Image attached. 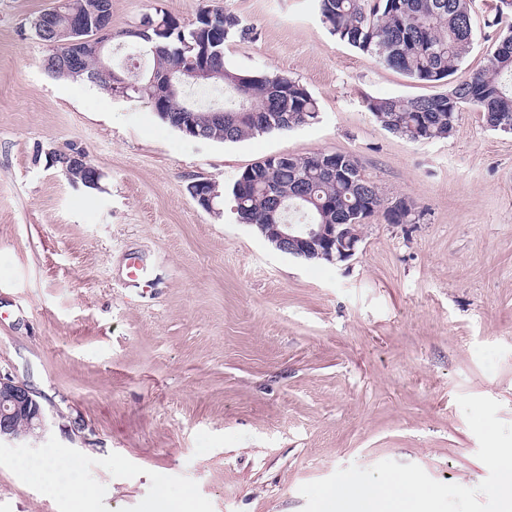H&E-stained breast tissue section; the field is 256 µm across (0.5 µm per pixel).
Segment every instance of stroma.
Masks as SVG:
<instances>
[{
    "instance_id": "35a3bbf8",
    "label": "stroma",
    "mask_w": 512,
    "mask_h": 512,
    "mask_svg": "<svg viewBox=\"0 0 512 512\" xmlns=\"http://www.w3.org/2000/svg\"><path fill=\"white\" fill-rule=\"evenodd\" d=\"M473 0L480 68L501 27ZM57 0H0V372L55 415L33 444L0 443V512H71L25 462L79 461L90 512H145L159 491L196 512H302V484L355 464L414 463L434 480L488 476L457 396L512 423V135L463 107L452 134L384 130L374 98L446 92L336 39L315 0H111L112 45L161 9L182 26L226 8L255 40L226 62L302 83L319 118L238 142L186 137L142 99L45 68L33 22ZM352 154L388 199L341 264L296 260L197 205L198 179L231 189L277 154ZM86 154L98 188L56 154ZM144 266L142 285L127 276Z\"/></svg>"
}]
</instances>
